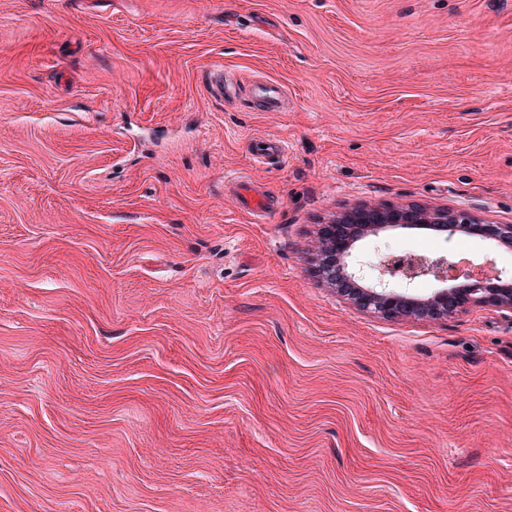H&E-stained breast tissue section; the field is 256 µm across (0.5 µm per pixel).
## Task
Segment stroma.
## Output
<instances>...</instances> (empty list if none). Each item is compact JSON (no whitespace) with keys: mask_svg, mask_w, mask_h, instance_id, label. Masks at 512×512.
I'll list each match as a JSON object with an SVG mask.
<instances>
[{"mask_svg":"<svg viewBox=\"0 0 512 512\" xmlns=\"http://www.w3.org/2000/svg\"><path fill=\"white\" fill-rule=\"evenodd\" d=\"M366 203L512 224V0H0V512H512V310L337 295ZM254 95L267 108H280L284 89L279 83L271 81L257 85ZM237 197L241 207L253 215L265 213L271 206L269 198L248 183L239 185Z\"/></svg>","mask_w":512,"mask_h":512,"instance_id":"obj_1","label":"stroma"}]
</instances>
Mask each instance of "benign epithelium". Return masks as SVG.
<instances>
[{
	"mask_svg": "<svg viewBox=\"0 0 512 512\" xmlns=\"http://www.w3.org/2000/svg\"><path fill=\"white\" fill-rule=\"evenodd\" d=\"M336 222L358 224L345 251L338 258L330 254L329 244L319 248V265L323 279L336 293L362 310L382 315L446 318L455 311L448 305V294L457 293L473 304L492 303L512 309V271H500V283L492 286L476 267L460 270L444 256L422 253L404 255H353L356 243L366 237L396 228L425 227L455 235L468 230L512 248V224L482 222L466 208L430 207L428 209L397 206L388 209L360 208L336 217ZM429 279L444 288L427 298L409 295L414 283ZM404 287L400 294L392 283Z\"/></svg>",
	"mask_w": 512,
	"mask_h": 512,
	"instance_id": "obj_1",
	"label": "benign epithelium"
}]
</instances>
